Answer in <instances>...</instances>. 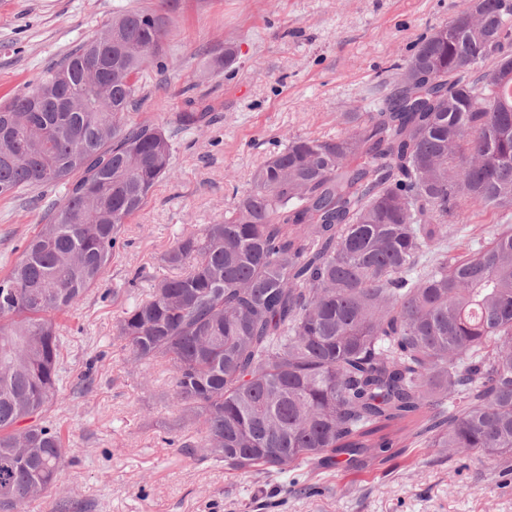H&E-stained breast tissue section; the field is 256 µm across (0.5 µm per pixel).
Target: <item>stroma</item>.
Segmentation results:
<instances>
[{
    "label": "stroma",
    "instance_id": "obj_1",
    "mask_svg": "<svg viewBox=\"0 0 512 512\" xmlns=\"http://www.w3.org/2000/svg\"><path fill=\"white\" fill-rule=\"evenodd\" d=\"M159 0H0V102L23 92L120 10ZM461 0H176L168 14L164 74L149 71L132 114L174 132L173 174L124 226L103 285L59 322L64 361L91 371V390L48 414L69 441L57 488L27 512H53L60 496L89 512H512V481L482 457L449 459L421 444L386 461L309 471L317 495L282 493L291 474L241 475L163 442L172 422L160 396L163 365H132L115 335L125 308L168 273L161 261L183 232L221 219L234 189H247L273 143L333 137L376 84L391 80L419 39ZM233 45L236 62L216 72L208 50ZM205 119L181 127L187 104ZM33 194L0 198V265L14 261L39 222Z\"/></svg>",
    "mask_w": 512,
    "mask_h": 512
}]
</instances>
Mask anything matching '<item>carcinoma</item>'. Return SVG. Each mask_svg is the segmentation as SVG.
Here are the masks:
<instances>
[{
  "mask_svg": "<svg viewBox=\"0 0 512 512\" xmlns=\"http://www.w3.org/2000/svg\"><path fill=\"white\" fill-rule=\"evenodd\" d=\"M166 20L112 16L0 105V198L52 187L0 278V512L67 456L48 404L90 386L57 322L101 285L128 218L173 173V136L133 123ZM232 46L210 50L215 71ZM334 137L274 145L224 219L178 236L116 326L164 361L180 447L245 474L390 458L424 439L512 476V0H462ZM467 210L488 241L449 255ZM175 428V429H177ZM166 428L167 434L175 432Z\"/></svg>",
  "mask_w": 512,
  "mask_h": 512,
  "instance_id": "1",
  "label": "carcinoma"
}]
</instances>
